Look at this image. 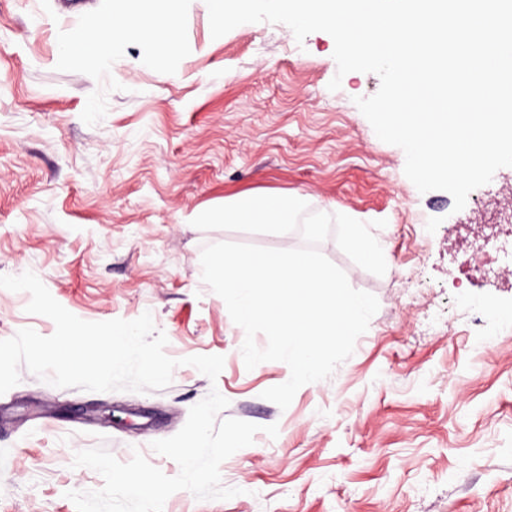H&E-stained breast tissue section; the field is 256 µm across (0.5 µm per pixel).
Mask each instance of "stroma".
<instances>
[{"mask_svg": "<svg viewBox=\"0 0 512 512\" xmlns=\"http://www.w3.org/2000/svg\"><path fill=\"white\" fill-rule=\"evenodd\" d=\"M118 0H0V275L35 273L80 319L151 312L171 384L144 393L51 386L28 370L0 395V512H76L71 490L102 476L77 451L134 452L168 476L153 441L176 434L218 390L222 418L260 425L222 462L227 500L182 490L163 512H512V273L463 276L481 227L512 213V167L473 190L461 211L444 191L419 193L405 154L382 142L355 104L372 73L339 90L334 41L296 42L289 27L243 24L212 38L205 0H184L183 41L167 77L142 67L150 49L117 44L102 72L71 65L62 39L84 10ZM302 194L310 211L362 222L387 254L376 276L327 237L319 251L379 309L353 355L302 386L287 409L263 399L290 377L269 361L246 369L245 332L201 277L203 246L302 247L300 232L201 230L191 221L241 192ZM30 296L0 288V340L53 321ZM441 321L440 330L428 327ZM221 355L209 380L186 357ZM277 425V438L264 433Z\"/></svg>", "mask_w": 512, "mask_h": 512, "instance_id": "1", "label": "stroma"}]
</instances>
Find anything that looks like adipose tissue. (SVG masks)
I'll return each instance as SVG.
<instances>
[{
	"mask_svg": "<svg viewBox=\"0 0 512 512\" xmlns=\"http://www.w3.org/2000/svg\"><path fill=\"white\" fill-rule=\"evenodd\" d=\"M182 0H122L112 12H89L82 18V36L65 40L60 51L71 63L88 70L100 69L120 42L143 43L150 47L141 63L148 68L160 67L177 54L175 44H161L154 33L161 26L181 23Z\"/></svg>",
	"mask_w": 512,
	"mask_h": 512,
	"instance_id": "ef3b65f1",
	"label": "adipose tissue"
}]
</instances>
